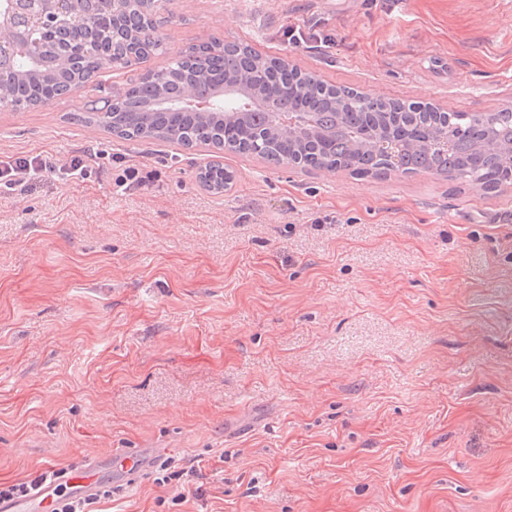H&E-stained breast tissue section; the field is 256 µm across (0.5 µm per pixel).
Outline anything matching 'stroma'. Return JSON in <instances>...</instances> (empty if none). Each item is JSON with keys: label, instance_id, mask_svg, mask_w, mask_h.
<instances>
[{"label": "stroma", "instance_id": "1", "mask_svg": "<svg viewBox=\"0 0 512 512\" xmlns=\"http://www.w3.org/2000/svg\"><path fill=\"white\" fill-rule=\"evenodd\" d=\"M167 8L162 53L104 90L218 39L373 97L512 104V0ZM84 100L0 111V159L96 155L0 189V480L158 448L199 475L147 468L98 512H512V187L124 141ZM121 160L153 184L116 192Z\"/></svg>", "mask_w": 512, "mask_h": 512}]
</instances>
